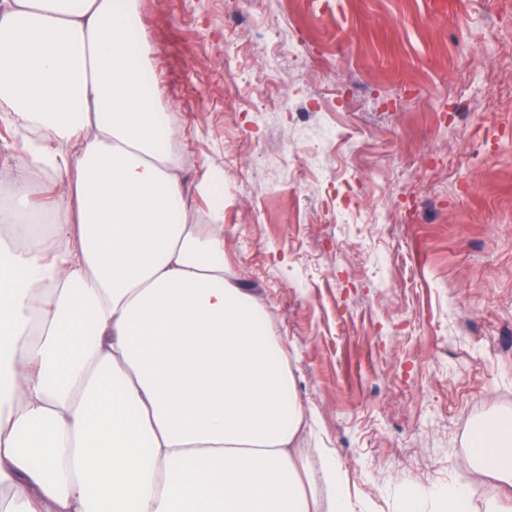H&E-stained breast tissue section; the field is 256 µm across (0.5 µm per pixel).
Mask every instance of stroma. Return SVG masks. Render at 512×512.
<instances>
[{"instance_id": "35a3bbf8", "label": "stroma", "mask_w": 512, "mask_h": 512, "mask_svg": "<svg viewBox=\"0 0 512 512\" xmlns=\"http://www.w3.org/2000/svg\"><path fill=\"white\" fill-rule=\"evenodd\" d=\"M181 173L224 172V261L351 512H438L512 412V0H136ZM0 119V204L27 164Z\"/></svg>"}]
</instances>
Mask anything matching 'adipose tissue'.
I'll return each mask as SVG.
<instances>
[{"label": "adipose tissue", "mask_w": 512, "mask_h": 512, "mask_svg": "<svg viewBox=\"0 0 512 512\" xmlns=\"http://www.w3.org/2000/svg\"><path fill=\"white\" fill-rule=\"evenodd\" d=\"M134 0H0V106L44 135L0 223V512H347L304 481L305 411L263 311L224 265V174L187 190L145 81ZM207 221L190 223L194 196ZM476 479L512 487V414L472 429ZM52 181H55L54 175H42L35 178L29 186L32 200L37 204L45 206L43 213H47L48 225L61 224L65 218V208L62 205H58L57 198H54V192L51 187ZM47 219L45 217L41 218L40 224L48 223Z\"/></svg>", "instance_id": "ef3b65f1"}]
</instances>
